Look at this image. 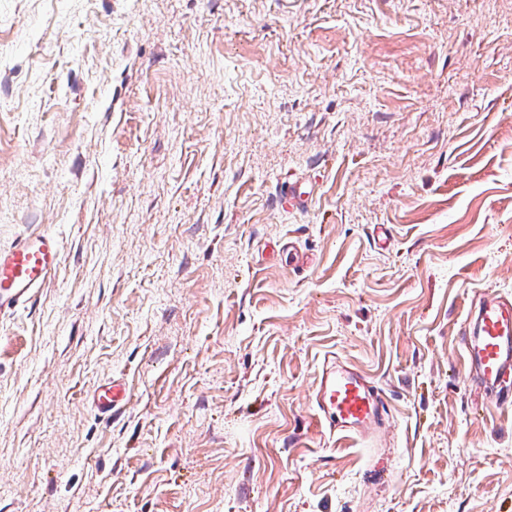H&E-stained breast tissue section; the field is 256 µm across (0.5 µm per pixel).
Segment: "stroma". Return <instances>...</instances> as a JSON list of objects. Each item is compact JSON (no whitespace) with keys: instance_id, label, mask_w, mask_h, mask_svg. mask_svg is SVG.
Here are the masks:
<instances>
[{"instance_id":"obj_1","label":"stroma","mask_w":512,"mask_h":512,"mask_svg":"<svg viewBox=\"0 0 512 512\" xmlns=\"http://www.w3.org/2000/svg\"><path fill=\"white\" fill-rule=\"evenodd\" d=\"M32 232L0 512H512L458 336L512 293V0H0V250ZM331 354L382 460L319 420ZM314 405L324 424L336 437L360 441L375 448L388 405L382 390L367 375L328 357L322 365ZM128 387L125 382L112 379L99 385L91 395V404L106 421L125 403Z\"/></svg>"}]
</instances>
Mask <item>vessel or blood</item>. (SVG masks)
Masks as SVG:
<instances>
[{
    "mask_svg": "<svg viewBox=\"0 0 512 512\" xmlns=\"http://www.w3.org/2000/svg\"><path fill=\"white\" fill-rule=\"evenodd\" d=\"M58 262V242L47 234L24 236L0 251V315L28 301L51 278ZM460 333L464 364L473 385L497 402L512 405V295L488 291L476 295ZM127 392L125 382L112 379L93 391L91 404L108 421L125 403ZM314 405L337 437L369 448L379 443L388 405L377 384L354 367L333 356L326 358Z\"/></svg>",
    "mask_w": 512,
    "mask_h": 512,
    "instance_id": "b4317fda",
    "label": "vessel or blood"
}]
</instances>
